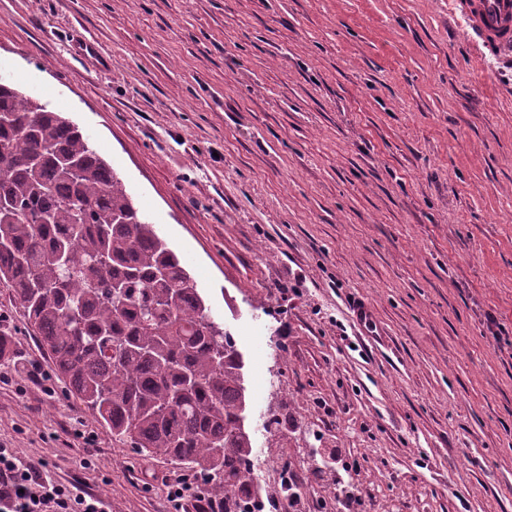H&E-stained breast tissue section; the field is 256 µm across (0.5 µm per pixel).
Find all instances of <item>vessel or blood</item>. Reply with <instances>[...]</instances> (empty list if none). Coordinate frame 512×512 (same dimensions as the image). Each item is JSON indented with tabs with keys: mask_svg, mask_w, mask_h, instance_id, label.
Here are the masks:
<instances>
[{
	"mask_svg": "<svg viewBox=\"0 0 512 512\" xmlns=\"http://www.w3.org/2000/svg\"><path fill=\"white\" fill-rule=\"evenodd\" d=\"M489 52L512 44V0H456Z\"/></svg>",
	"mask_w": 512,
	"mask_h": 512,
	"instance_id": "obj_1",
	"label": "vessel or blood"
}]
</instances>
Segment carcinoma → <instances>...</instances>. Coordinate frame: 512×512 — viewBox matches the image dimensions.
<instances>
[{
	"label": "carcinoma",
	"instance_id": "cac0c4a2",
	"mask_svg": "<svg viewBox=\"0 0 512 512\" xmlns=\"http://www.w3.org/2000/svg\"><path fill=\"white\" fill-rule=\"evenodd\" d=\"M0 283L112 436L196 471L224 512L254 488L242 356L80 126L0 79Z\"/></svg>",
	"mask_w": 512,
	"mask_h": 512
}]
</instances>
